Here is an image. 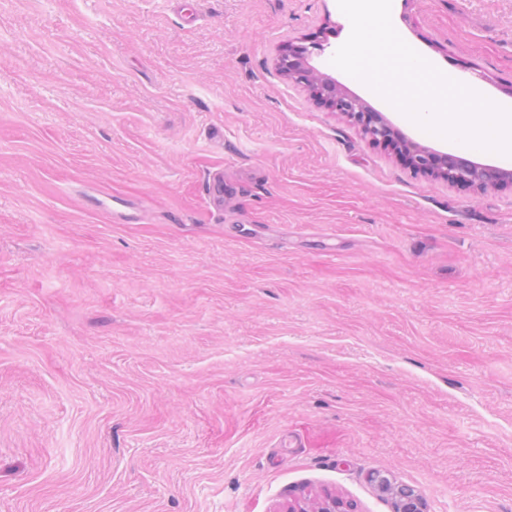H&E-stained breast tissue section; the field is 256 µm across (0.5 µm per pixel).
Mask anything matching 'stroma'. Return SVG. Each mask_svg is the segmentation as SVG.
Here are the masks:
<instances>
[{
	"instance_id": "stroma-1",
	"label": "stroma",
	"mask_w": 512,
	"mask_h": 512,
	"mask_svg": "<svg viewBox=\"0 0 512 512\" xmlns=\"http://www.w3.org/2000/svg\"><path fill=\"white\" fill-rule=\"evenodd\" d=\"M512 105V0H392ZM337 0H0V512H512V189L413 174L275 60ZM224 175V208L204 187ZM372 480L378 483V487L391 494L395 498V512H425L426 505L422 498L409 487L395 488L391 479L375 474Z\"/></svg>"
}]
</instances>
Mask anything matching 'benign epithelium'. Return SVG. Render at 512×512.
Masks as SVG:
<instances>
[{
    "mask_svg": "<svg viewBox=\"0 0 512 512\" xmlns=\"http://www.w3.org/2000/svg\"><path fill=\"white\" fill-rule=\"evenodd\" d=\"M307 54V47L291 44L278 56L276 66L288 80L305 85L319 104L359 125L371 143L391 149L414 172L478 190L512 186L511 170L486 166L456 154L440 153L413 141L361 97L306 67ZM372 481L395 498V512H426L424 501L413 489L397 488L391 479L380 474L373 475Z\"/></svg>",
    "mask_w": 512,
    "mask_h": 512,
    "instance_id": "1",
    "label": "benign epithelium"
}]
</instances>
